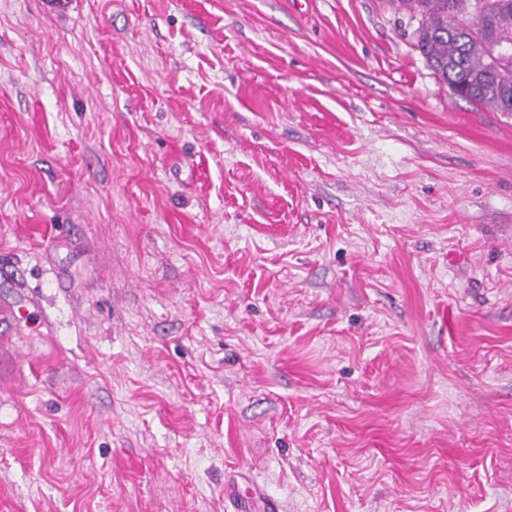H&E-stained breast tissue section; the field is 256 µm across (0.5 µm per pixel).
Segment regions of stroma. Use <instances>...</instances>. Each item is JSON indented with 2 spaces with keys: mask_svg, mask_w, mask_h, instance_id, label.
<instances>
[{
  "mask_svg": "<svg viewBox=\"0 0 512 512\" xmlns=\"http://www.w3.org/2000/svg\"><path fill=\"white\" fill-rule=\"evenodd\" d=\"M417 26L0 0V512H512V113Z\"/></svg>",
  "mask_w": 512,
  "mask_h": 512,
  "instance_id": "obj_1",
  "label": "stroma"
}]
</instances>
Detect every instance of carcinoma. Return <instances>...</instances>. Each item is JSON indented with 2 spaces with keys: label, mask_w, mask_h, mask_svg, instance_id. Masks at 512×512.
<instances>
[{
  "label": "carcinoma",
  "mask_w": 512,
  "mask_h": 512,
  "mask_svg": "<svg viewBox=\"0 0 512 512\" xmlns=\"http://www.w3.org/2000/svg\"><path fill=\"white\" fill-rule=\"evenodd\" d=\"M418 19L416 47L447 84H465L462 98L504 111L498 88L512 86V58L491 45L512 41V0H393Z\"/></svg>",
  "instance_id": "carcinoma-1"
}]
</instances>
